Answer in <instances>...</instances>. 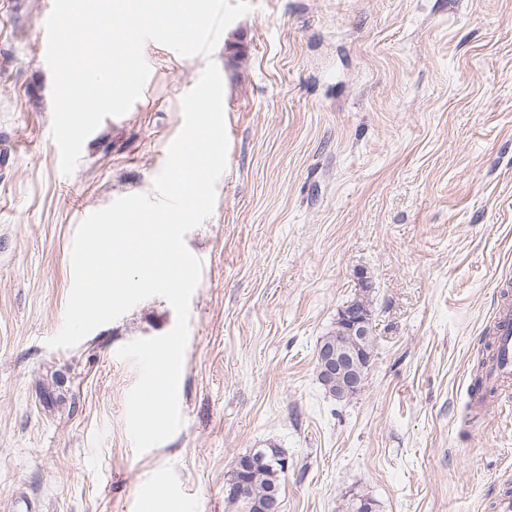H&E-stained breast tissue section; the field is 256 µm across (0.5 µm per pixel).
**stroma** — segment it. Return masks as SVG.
<instances>
[{
	"label": "stroma",
	"mask_w": 512,
	"mask_h": 512,
	"mask_svg": "<svg viewBox=\"0 0 512 512\" xmlns=\"http://www.w3.org/2000/svg\"><path fill=\"white\" fill-rule=\"evenodd\" d=\"M51 0H0V506L224 512L238 457H288L282 512H486L512 479V394L470 402L482 338L512 300V0H251L211 58L150 41V75L86 139L71 175L51 138L36 23ZM214 61L227 167L185 236L202 262L178 384L182 427L136 453L138 369L117 351L169 332L151 297L78 345L62 326L79 224L147 193ZM372 282L365 388L336 401L315 352ZM57 403L45 408L39 385Z\"/></svg>",
	"instance_id": "35a3bbf8"
}]
</instances>
